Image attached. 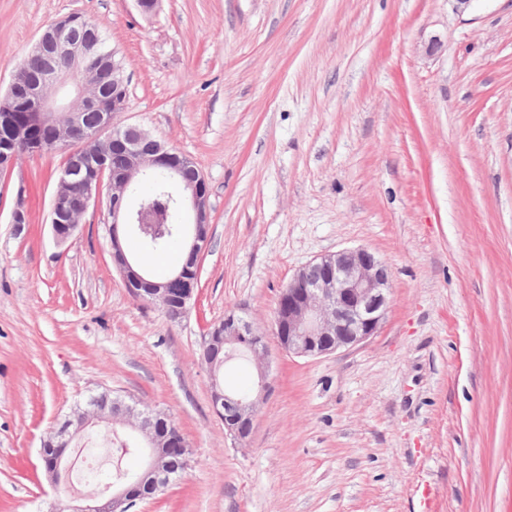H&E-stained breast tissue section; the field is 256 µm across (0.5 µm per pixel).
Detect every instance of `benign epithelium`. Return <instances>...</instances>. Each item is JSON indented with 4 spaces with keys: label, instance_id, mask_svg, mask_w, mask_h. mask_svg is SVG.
Listing matches in <instances>:
<instances>
[{
    "label": "benign epithelium",
    "instance_id": "1",
    "mask_svg": "<svg viewBox=\"0 0 512 512\" xmlns=\"http://www.w3.org/2000/svg\"><path fill=\"white\" fill-rule=\"evenodd\" d=\"M30 53L44 60L42 83L47 92H40L38 86L25 89L26 97L37 102V107L24 122L13 121L8 112L0 114V122L9 127L8 151H0V173L15 167L20 159L17 148L32 143L34 126L44 122L53 124L58 130L57 143L66 151V168L60 185L78 186L76 193L58 191L53 195L50 221L56 242L68 241L89 208L108 201L113 266L134 296L160 306L171 320L184 318L196 293L194 281L182 270L173 272L164 282L154 281L128 258L120 234L137 228L143 206L125 208L123 202L143 175L158 168L166 169L170 181L179 185V207L189 214L184 235L188 256L198 267L209 243L210 208L204 176L184 179V171L196 166L192 158L173 152L144 130L114 126L113 117L125 110L128 98L123 61L105 50L99 35L85 33L81 17L68 16L49 26L32 45ZM108 57L112 58V100L93 98L84 86L80 87L78 100L68 104L48 93L52 88L69 86L83 75L95 74ZM90 107L98 111V121L92 128L83 123L84 112ZM106 131L112 132V142L126 152L130 161L127 169L110 172L101 155L86 149ZM175 283L179 287H173ZM390 288L387 267L371 251L357 248L327 254L299 270L283 289L272 334L283 351L297 357L315 358L357 346L378 332L387 310ZM265 339V334L252 322L228 312L224 320L208 330L203 346L202 360L213 369L222 345L233 351L240 344L257 361L258 383L251 398L229 395L217 383L212 387L213 412L224 420L229 435L240 442L251 436L257 402L269 387ZM114 420L134 421L133 427L144 440L147 451V462L140 473L141 484L149 489L161 486L168 475L164 458L173 447L170 440L164 444L157 441L156 431L164 424L162 416L137 412L124 401L112 399L107 392L101 394L92 411L83 414L86 426ZM71 425L69 420L63 422L42 444L44 470L55 485L60 481L65 447L74 436ZM136 500L130 489L121 487L77 509L78 512H129Z\"/></svg>",
    "mask_w": 512,
    "mask_h": 512
}]
</instances>
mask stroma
<instances>
[{
    "mask_svg": "<svg viewBox=\"0 0 512 512\" xmlns=\"http://www.w3.org/2000/svg\"><path fill=\"white\" fill-rule=\"evenodd\" d=\"M104 27L135 125L191 157L211 238L170 320L112 265L107 206L57 245L65 155L0 176V512H67L39 450L109 391L166 414L188 468L130 512H512V0H0V95L41 32ZM28 224L11 222L18 186ZM364 247L392 288L378 332L333 354L270 334L303 267ZM268 335L250 439L202 361L225 313Z\"/></svg>",
    "mask_w": 512,
    "mask_h": 512,
    "instance_id": "35a3bbf8",
    "label": "stroma"
}]
</instances>
